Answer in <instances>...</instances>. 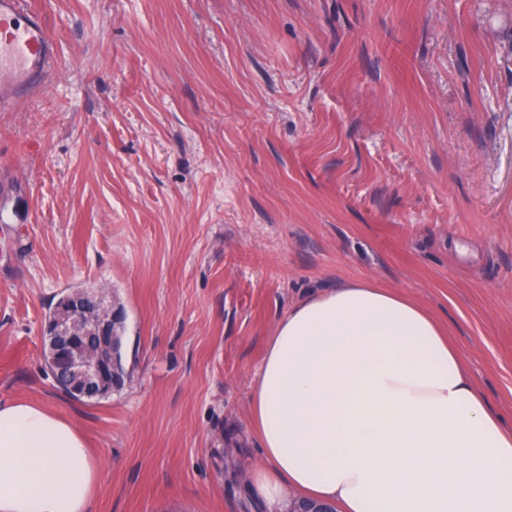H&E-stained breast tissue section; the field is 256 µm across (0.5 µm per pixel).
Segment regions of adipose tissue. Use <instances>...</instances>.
Instances as JSON below:
<instances>
[{"label": "adipose tissue", "instance_id": "ef3b65f1", "mask_svg": "<svg viewBox=\"0 0 512 512\" xmlns=\"http://www.w3.org/2000/svg\"><path fill=\"white\" fill-rule=\"evenodd\" d=\"M264 512H512V425L474 385L444 327L367 280L291 308L250 398ZM100 468L45 405L0 401V512H90Z\"/></svg>", "mask_w": 512, "mask_h": 512}]
</instances>
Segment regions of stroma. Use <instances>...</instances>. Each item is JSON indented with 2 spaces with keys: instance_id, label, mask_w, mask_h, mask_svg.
<instances>
[{
  "instance_id": "obj_1",
  "label": "stroma",
  "mask_w": 512,
  "mask_h": 512,
  "mask_svg": "<svg viewBox=\"0 0 512 512\" xmlns=\"http://www.w3.org/2000/svg\"><path fill=\"white\" fill-rule=\"evenodd\" d=\"M57 43L0 110V400L87 437L91 512H248L226 460L278 322L367 279L512 419V0H26ZM125 314L124 385L60 391L64 291Z\"/></svg>"
}]
</instances>
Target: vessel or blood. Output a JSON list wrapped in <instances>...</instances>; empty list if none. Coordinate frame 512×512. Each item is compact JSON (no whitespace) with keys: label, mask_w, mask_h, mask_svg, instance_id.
<instances>
[{"label":"vessel or blood","mask_w":512,"mask_h":512,"mask_svg":"<svg viewBox=\"0 0 512 512\" xmlns=\"http://www.w3.org/2000/svg\"><path fill=\"white\" fill-rule=\"evenodd\" d=\"M57 61L42 16L23 0H0V108L33 97Z\"/></svg>","instance_id":"b4317fda"}]
</instances>
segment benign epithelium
I'll use <instances>...</instances> for the list:
<instances>
[{"label":"benign epithelium","instance_id":"benign-epithelium-1","mask_svg":"<svg viewBox=\"0 0 512 512\" xmlns=\"http://www.w3.org/2000/svg\"><path fill=\"white\" fill-rule=\"evenodd\" d=\"M91 305L85 295L67 293L55 305L44 328L46 366L66 380L75 399L102 395L121 386L116 377L115 349L120 339L112 331L121 313L104 299Z\"/></svg>","mask_w":512,"mask_h":512}]
</instances>
